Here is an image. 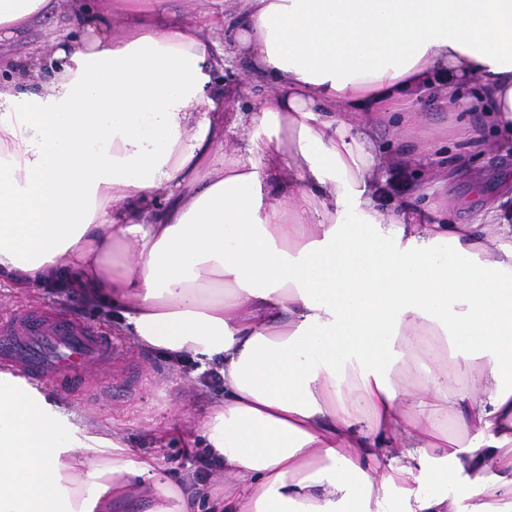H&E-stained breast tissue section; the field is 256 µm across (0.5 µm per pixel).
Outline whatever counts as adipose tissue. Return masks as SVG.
Segmentation results:
<instances>
[{"label":"adipose tissue","mask_w":512,"mask_h":512,"mask_svg":"<svg viewBox=\"0 0 512 512\" xmlns=\"http://www.w3.org/2000/svg\"><path fill=\"white\" fill-rule=\"evenodd\" d=\"M232 2L237 53L277 89L245 111L208 94L200 24L138 0H70L85 34L44 79L0 55V276L78 274L140 344L219 364L202 446L224 463L220 512H512V182L430 223L408 202L384 214L367 136L382 113L419 126L408 94L438 80L512 155V0ZM50 9L0 0V43ZM238 128L265 132L250 158L217 148ZM256 154L287 168L277 196ZM134 495L192 512L0 373V512Z\"/></svg>","instance_id":"adipose-tissue-1"}]
</instances>
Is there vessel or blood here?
<instances>
[{
    "label": "vessel or blood",
    "instance_id": "obj_1",
    "mask_svg": "<svg viewBox=\"0 0 512 512\" xmlns=\"http://www.w3.org/2000/svg\"><path fill=\"white\" fill-rule=\"evenodd\" d=\"M116 348L96 326L49 308L0 311V372L33 387L70 384L94 395Z\"/></svg>",
    "mask_w": 512,
    "mask_h": 512
}]
</instances>
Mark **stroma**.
Here are the masks:
<instances>
[{
    "label": "stroma",
    "instance_id": "stroma-1",
    "mask_svg": "<svg viewBox=\"0 0 512 512\" xmlns=\"http://www.w3.org/2000/svg\"><path fill=\"white\" fill-rule=\"evenodd\" d=\"M77 31V26L70 21L67 0H54L46 29L21 34L13 40L12 48L20 57L48 59L58 43L74 37ZM203 38L211 59L220 64L209 88L210 93H218L231 85L238 89L236 97L226 100L227 108L241 110L255 100L271 95V85L258 84L250 79L247 60L235 52L223 30L204 29ZM421 110L426 121L419 128L398 129L383 120L372 129L374 146L384 152L391 166L401 167L406 173L403 190L383 197L381 211H394L404 197L413 199L426 209L435 203H447L452 197L469 196L472 179L476 176L480 177L486 196L496 195L505 177L512 176V159L500 162L491 152L475 156L471 172L459 175L448 184L436 186L433 194H425L422 183L428 169L446 164L449 153L464 147L468 123L449 111L442 91L437 87L424 94ZM417 137L430 147L429 163H421L400 149L401 142ZM20 305L63 310L93 323L117 340L123 358L122 370L128 376L127 391L108 392L99 400L88 402L81 400L76 393L52 385L46 386L44 393L69 421L79 426L106 429L126 444L133 458L151 460L164 479L179 483L182 473L173 470L169 458L185 452L191 441L198 439L204 420L223 395L222 389L203 386L197 370L179 366L165 352L143 346L130 331L120 330L116 313L108 303L78 295L54 294L49 283L20 290L1 277L0 308Z\"/></svg>",
    "mask_w": 512,
    "mask_h": 512
}]
</instances>
